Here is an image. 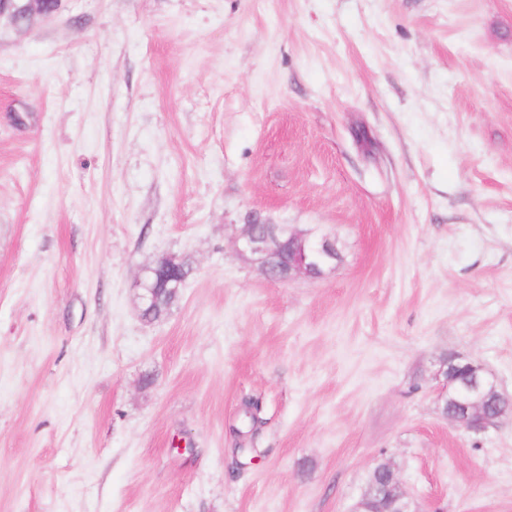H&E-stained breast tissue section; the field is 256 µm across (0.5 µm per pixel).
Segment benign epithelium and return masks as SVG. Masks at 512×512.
<instances>
[{
  "mask_svg": "<svg viewBox=\"0 0 512 512\" xmlns=\"http://www.w3.org/2000/svg\"><path fill=\"white\" fill-rule=\"evenodd\" d=\"M236 246L239 252L258 257L267 278L273 281H286L297 275L315 278L322 274L323 267L336 261V245L331 239L324 237L313 244L306 234L286 224H245ZM184 266L183 261L165 256L146 268L144 276L137 280L141 308L155 302L156 288L150 284L151 275L170 282L173 273ZM439 373L445 378L446 389L459 395L454 411H443L451 422L480 433L506 420L512 421V408L496 413L486 409L485 397L498 388V382L484 367L451 355L441 362ZM375 499L379 512H412L393 465H387L385 475L378 480Z\"/></svg>",
  "mask_w": 512,
  "mask_h": 512,
  "instance_id": "7a95c632",
  "label": "benign epithelium"
}]
</instances>
